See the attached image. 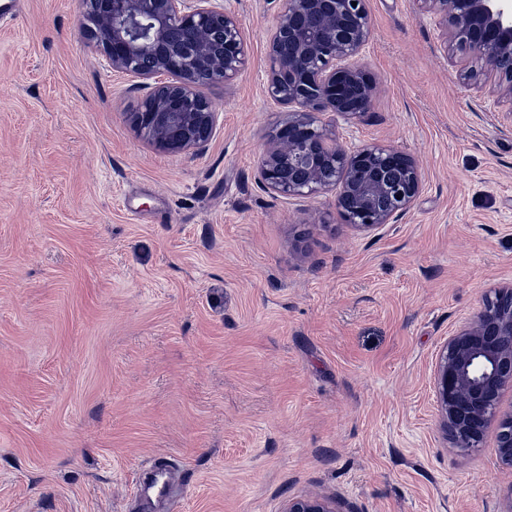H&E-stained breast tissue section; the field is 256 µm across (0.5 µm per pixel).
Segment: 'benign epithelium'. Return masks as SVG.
I'll return each mask as SVG.
<instances>
[{
  "label": "benign epithelium",
  "instance_id": "7a95c632",
  "mask_svg": "<svg viewBox=\"0 0 512 512\" xmlns=\"http://www.w3.org/2000/svg\"><path fill=\"white\" fill-rule=\"evenodd\" d=\"M357 5H352V2ZM441 31L443 52L474 89L506 106L512 127V0H413ZM95 26L82 25L112 70L145 90L127 113L156 150L200 151L216 121L201 92L233 82L245 69L241 18L215 0H86ZM372 34L367 0H282L270 29L266 92L288 118L271 128L257 182L284 198L335 193L341 219L372 231L404 215L423 188L414 157L387 144L347 150L321 121H351L369 111L379 83L359 57ZM434 384L442 423L457 448H475L483 425L498 419L497 454L512 470V410L500 412L512 386V285L495 292L448 339ZM283 512H336L317 496L293 498Z\"/></svg>",
  "mask_w": 512,
  "mask_h": 512
}]
</instances>
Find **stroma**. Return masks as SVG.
Returning a JSON list of instances; mask_svg holds the SVG:
<instances>
[{"label": "stroma", "mask_w": 512, "mask_h": 512, "mask_svg": "<svg viewBox=\"0 0 512 512\" xmlns=\"http://www.w3.org/2000/svg\"><path fill=\"white\" fill-rule=\"evenodd\" d=\"M248 63L204 92L198 152L130 127L142 93L85 49L81 0L0 21V512H512L496 422L455 448L434 372L448 339L512 284V130L413 0H368L380 83L340 142L413 155L423 189L361 233L333 194L256 180L279 0H226ZM169 462L167 458L160 457L152 465L150 476L142 483V491L146 497H164L169 492V486L165 480ZM283 512H337L334 504L317 496L289 499Z\"/></svg>", "instance_id": "1"}]
</instances>
